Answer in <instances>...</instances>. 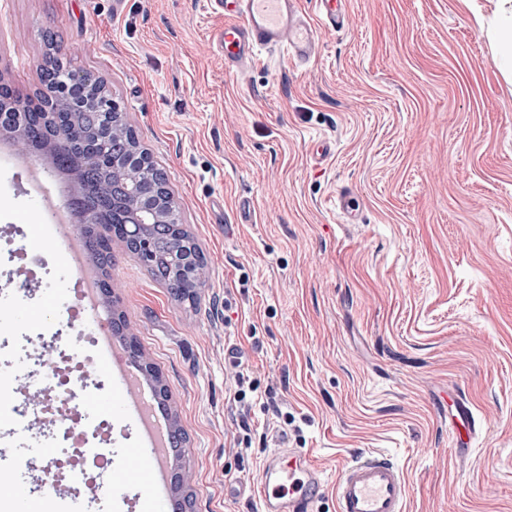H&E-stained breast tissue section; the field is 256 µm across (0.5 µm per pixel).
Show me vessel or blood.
Listing matches in <instances>:
<instances>
[{"mask_svg": "<svg viewBox=\"0 0 512 512\" xmlns=\"http://www.w3.org/2000/svg\"><path fill=\"white\" fill-rule=\"evenodd\" d=\"M212 9L223 14V27L212 38L224 55V69L235 77L245 76L261 55L278 51L297 66L317 60L323 34L344 28L347 0H312L305 11L302 0H209ZM337 207L346 223L363 221L359 204L348 190L338 195ZM133 365L118 366L121 383L128 393L131 416L151 433L137 450L141 468L150 477L155 495L165 490L164 465L169 453L166 431L158 429V417L150 402L144 401ZM483 430V421L467 398L455 402V414L448 423L455 437L458 456H466ZM324 475L297 448H281L263 463L259 500L260 512H317ZM336 512H407V483L392 455L382 450L360 452L343 461L335 483Z\"/></svg>", "mask_w": 512, "mask_h": 512, "instance_id": "vessel-or-blood-1", "label": "vessel or blood"}]
</instances>
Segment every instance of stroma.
Masks as SVG:
<instances>
[{"label":"stroma","instance_id":"obj_1","mask_svg":"<svg viewBox=\"0 0 512 512\" xmlns=\"http://www.w3.org/2000/svg\"><path fill=\"white\" fill-rule=\"evenodd\" d=\"M348 24L315 63L262 57L247 78L224 72L209 40L222 26L207 0H0V80L38 93L44 37L112 98L166 178L203 250L194 302L174 298L121 243L112 246L113 308L167 384L163 417L186 442L171 467L190 472L194 512H258L265 458L301 448L324 472L319 512L351 454L384 450L403 468L409 512H512V79L465 0H349ZM335 142L327 156L317 148ZM26 154L0 140V211L25 248L53 256L33 295H0V376L28 421L0 430V501L70 512L51 466L29 336L66 320L73 273L47 200L24 192ZM364 221L344 223L340 190ZM252 224L235 223L242 199ZM251 372L230 396L233 362ZM484 428L466 460L448 435L456 396ZM112 420L115 460L82 512H171L129 505L146 494L139 435L119 388L87 394Z\"/></svg>","mask_w":512,"mask_h":512}]
</instances>
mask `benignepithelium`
I'll list each match as a JSON object with an SVG mask.
<instances>
[{"instance_id": "obj_1", "label": "benign epithelium", "mask_w": 512, "mask_h": 512, "mask_svg": "<svg viewBox=\"0 0 512 512\" xmlns=\"http://www.w3.org/2000/svg\"><path fill=\"white\" fill-rule=\"evenodd\" d=\"M96 87L94 76L76 73L63 88L43 86L41 95L54 106L52 119L47 125L43 139V150L57 153L63 149L75 152L79 159L72 170L79 183H84L85 169L93 166L112 167L115 180L122 179L129 171L145 168L150 159L133 147L121 149L112 155L96 151L97 144L109 138H118L119 130L114 126L99 125L88 132L80 121L76 104ZM175 199L168 188L166 179L161 178L143 187L141 191L128 197L119 208L101 206L98 213L105 233L88 242L91 256L102 263L112 256V240L124 243L127 249L142 262L150 266L155 259V241L163 235L176 246L181 254V267L177 274L164 281L170 293L181 299L184 295L204 287L200 274L202 261L200 250L188 241L189 231L178 218L179 210L173 208ZM144 372L156 382V395L162 400L169 399L167 385L155 367L143 363ZM171 481L175 490L172 512H193L190 495L185 493L190 478L183 469L174 471Z\"/></svg>"}]
</instances>
